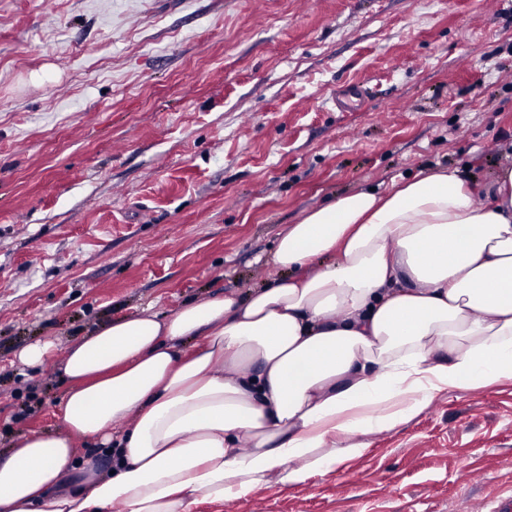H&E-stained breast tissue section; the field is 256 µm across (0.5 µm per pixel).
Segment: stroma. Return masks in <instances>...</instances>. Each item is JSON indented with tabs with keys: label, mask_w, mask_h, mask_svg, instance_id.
<instances>
[{
	"label": "stroma",
	"mask_w": 512,
	"mask_h": 512,
	"mask_svg": "<svg viewBox=\"0 0 512 512\" xmlns=\"http://www.w3.org/2000/svg\"><path fill=\"white\" fill-rule=\"evenodd\" d=\"M510 144L512 0H0V455L61 428L66 385L23 347L245 293L324 202L447 166L487 184ZM369 442L238 512H489L512 380Z\"/></svg>",
	"instance_id": "obj_1"
}]
</instances>
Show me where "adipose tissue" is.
<instances>
[{
	"label": "adipose tissue",
	"mask_w": 512,
	"mask_h": 512,
	"mask_svg": "<svg viewBox=\"0 0 512 512\" xmlns=\"http://www.w3.org/2000/svg\"><path fill=\"white\" fill-rule=\"evenodd\" d=\"M286 273L246 296L151 309L58 355L64 427L0 458V512H192L363 455L438 394L512 380V153L362 188L289 225ZM109 466H76V440Z\"/></svg>",
	"instance_id": "adipose-tissue-1"
}]
</instances>
